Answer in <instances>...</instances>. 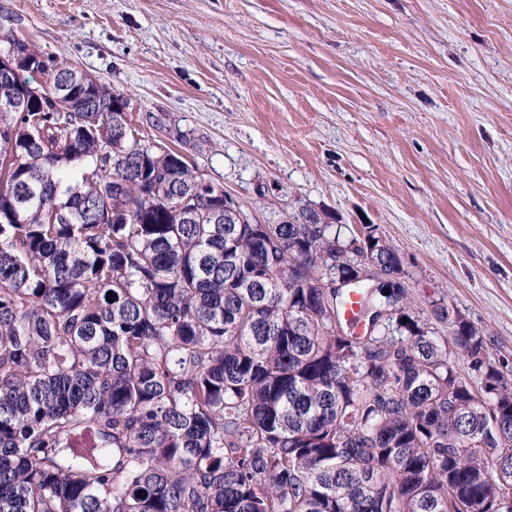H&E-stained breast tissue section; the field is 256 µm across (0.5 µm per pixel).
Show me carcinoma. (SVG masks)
Masks as SVG:
<instances>
[{"label": "carcinoma", "mask_w": 512, "mask_h": 512, "mask_svg": "<svg viewBox=\"0 0 512 512\" xmlns=\"http://www.w3.org/2000/svg\"><path fill=\"white\" fill-rule=\"evenodd\" d=\"M24 63L27 99L0 85V512H512L489 479L512 369L454 308L437 336L358 281L359 254L402 273L394 247L312 211L215 224L224 189L124 95Z\"/></svg>", "instance_id": "cac0c4a2"}]
</instances>
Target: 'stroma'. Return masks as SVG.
<instances>
[{"label":"stroma","mask_w":512,"mask_h":512,"mask_svg":"<svg viewBox=\"0 0 512 512\" xmlns=\"http://www.w3.org/2000/svg\"><path fill=\"white\" fill-rule=\"evenodd\" d=\"M183 131L259 223L371 224L415 313L512 364V0H0V29Z\"/></svg>","instance_id":"35a3bbf8"}]
</instances>
